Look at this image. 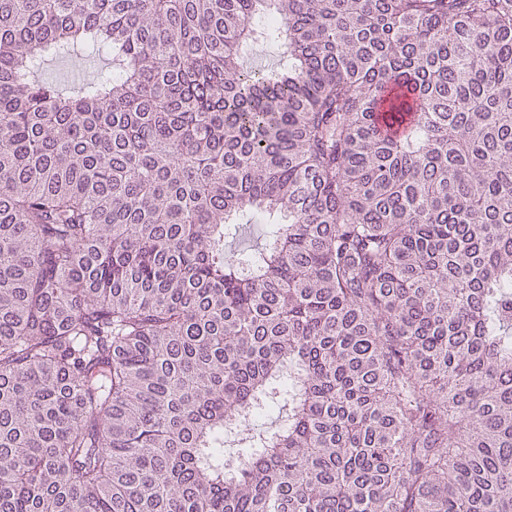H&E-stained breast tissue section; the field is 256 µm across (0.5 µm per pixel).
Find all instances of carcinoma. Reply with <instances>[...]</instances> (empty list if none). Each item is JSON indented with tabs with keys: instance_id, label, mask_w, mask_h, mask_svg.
<instances>
[{
	"instance_id": "1",
	"label": "carcinoma",
	"mask_w": 512,
	"mask_h": 512,
	"mask_svg": "<svg viewBox=\"0 0 512 512\" xmlns=\"http://www.w3.org/2000/svg\"><path fill=\"white\" fill-rule=\"evenodd\" d=\"M0 512H512V0H0ZM244 67L253 70H270L280 64V50L273 43H260L243 61ZM262 226L253 220L251 223L244 225L237 236L227 240L226 249L239 252V250L253 249L259 245L262 237Z\"/></svg>"
}]
</instances>
